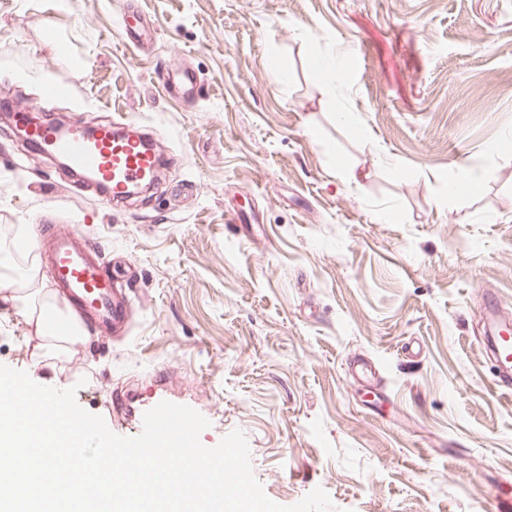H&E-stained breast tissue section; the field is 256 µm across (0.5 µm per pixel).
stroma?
Instances as JSON below:
<instances>
[{
	"mask_svg": "<svg viewBox=\"0 0 512 512\" xmlns=\"http://www.w3.org/2000/svg\"><path fill=\"white\" fill-rule=\"evenodd\" d=\"M127 16L149 44L126 42ZM334 55L329 85L312 64ZM183 70L195 99L163 90ZM7 89L161 129L168 162L109 209L0 133V237L80 229L128 305L36 368L0 302V364L76 387L120 436L159 399L209 420L206 447L241 431L281 505L319 486L340 512H490L484 488L512 492V397L481 355L485 289L512 315V0H0ZM465 168L479 187L449 195Z\"/></svg>",
	"mask_w": 512,
	"mask_h": 512,
	"instance_id": "obj_1",
	"label": "stroma"
}]
</instances>
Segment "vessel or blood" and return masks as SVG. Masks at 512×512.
<instances>
[{
  "label": "vessel or blood",
  "instance_id": "1",
  "mask_svg": "<svg viewBox=\"0 0 512 512\" xmlns=\"http://www.w3.org/2000/svg\"><path fill=\"white\" fill-rule=\"evenodd\" d=\"M165 83L172 96L187 99L196 94L189 72L167 76ZM10 110L14 123L25 127L34 154L64 158L74 170L87 173L100 187L104 205L125 201L160 163V153L123 120L91 126L77 114L64 124L34 123L18 105H11ZM40 243L54 287L92 328L112 327L124 320L126 304L118 295V273L103 259L98 246L75 229L43 230ZM485 351L493 363L492 386L512 396V322H496Z\"/></svg>",
  "mask_w": 512,
  "mask_h": 512
}]
</instances>
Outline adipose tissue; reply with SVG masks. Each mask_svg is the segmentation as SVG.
Listing matches in <instances>:
<instances>
[{
  "mask_svg": "<svg viewBox=\"0 0 512 512\" xmlns=\"http://www.w3.org/2000/svg\"><path fill=\"white\" fill-rule=\"evenodd\" d=\"M18 255L24 256V263H15ZM37 257L36 234L22 232L0 239V300L11 303L32 325L36 338L34 363L39 366L71 353L83 340L84 330L75 312L62 310L53 289L37 287Z\"/></svg>",
  "mask_w": 512,
  "mask_h": 512,
  "instance_id": "ef3b65f1",
  "label": "adipose tissue"
}]
</instances>
